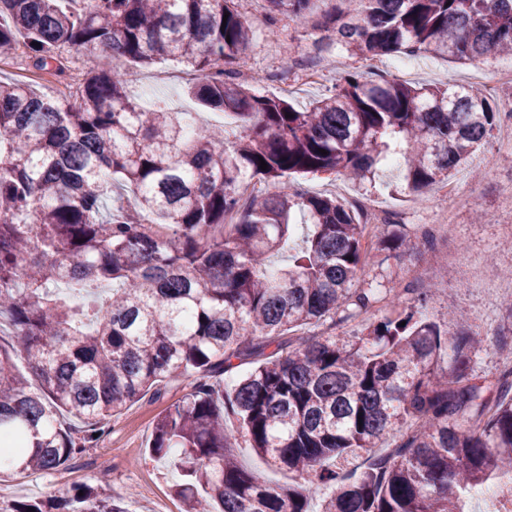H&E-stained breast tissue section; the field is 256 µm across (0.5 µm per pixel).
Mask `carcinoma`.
I'll return each mask as SVG.
<instances>
[{"mask_svg":"<svg viewBox=\"0 0 512 512\" xmlns=\"http://www.w3.org/2000/svg\"><path fill=\"white\" fill-rule=\"evenodd\" d=\"M354 1L360 8L323 16L320 49L455 63L512 54V0ZM266 2L268 23L286 14L301 24L311 0ZM253 41L236 0H0V56L22 48L40 68L69 49L103 58L62 96L0 81V319L11 327L0 345V458L15 476L56 470L98 424L190 378L149 446L157 458L181 449L173 494L186 512H311L317 500L319 512H464L470 488L512 473V370L473 381L476 333L448 337L424 297L408 305L396 293L388 315L364 318L377 302L376 289L354 287L371 261L366 224L344 200L291 179L361 185L396 158L401 190L419 197L491 137L497 112L472 88L358 71L300 108L226 77ZM117 58L190 65L188 94L240 131L190 134L188 113L141 108ZM248 178L277 191L247 196ZM297 213L307 217L303 244L273 270ZM378 245L417 243L398 230ZM62 284L112 291L78 302ZM358 318L351 334L332 333ZM321 325L331 333L304 332ZM225 374L228 391L216 385ZM61 411L87 424L83 442ZM241 437L308 479L267 483L230 452ZM390 438L393 451L376 453ZM355 451L367 455L358 476L328 465ZM68 506L128 512L87 485Z\"/></svg>","mask_w":512,"mask_h":512,"instance_id":"obj_1","label":"carcinoma"}]
</instances>
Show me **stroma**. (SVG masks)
<instances>
[{
	"label": "stroma",
	"instance_id": "35a3bbf8",
	"mask_svg": "<svg viewBox=\"0 0 512 512\" xmlns=\"http://www.w3.org/2000/svg\"><path fill=\"white\" fill-rule=\"evenodd\" d=\"M335 0H312L308 21L299 25L279 16L267 26L265 0H238L243 18L257 27L250 54L256 76L251 88L259 95H277L298 106L306 105L322 91V82L304 80L305 68L321 69L335 76L344 68L372 75L392 74L413 85L492 86L491 103L501 106L512 97V80L504 66L512 58L496 55L466 65L455 64L431 54L405 56L399 53L374 60L350 57L344 50L318 51L321 35L317 24ZM129 96L143 108L163 103L175 112L192 113L197 127L229 124L222 112L203 108L187 95L193 80L190 68L177 61L148 67L122 64ZM0 80L25 81L36 92L59 94L63 86L57 77L37 72L25 55L0 58ZM395 168L381 172L375 181L357 186L342 177H297L298 186L308 193L333 195L348 202L370 200L390 222L404 225L421 246L413 251H373L372 261L357 282L358 287L380 290L417 288L430 292V313L465 311L473 330L484 341L471 355L470 375L491 378L503 372L502 348L512 347V204L501 194L502 185L512 182V152L499 149L489 140L475 153L470 165L452 177L462 188L452 204H444L440 190L425 198L398 194ZM447 209L450 229L434 224L440 209ZM187 384L172 383L159 399L142 400L105 421L95 441L86 443L82 453L67 465L48 474L20 478L0 473V512H11L15 500L31 496L59 499L81 484L99 486L121 498L129 512H149L161 504L165 512H183L182 501L172 493L181 480L172 458L149 456L148 444L155 420L168 406L188 393Z\"/></svg>",
	"mask_w": 512,
	"mask_h": 512
}]
</instances>
